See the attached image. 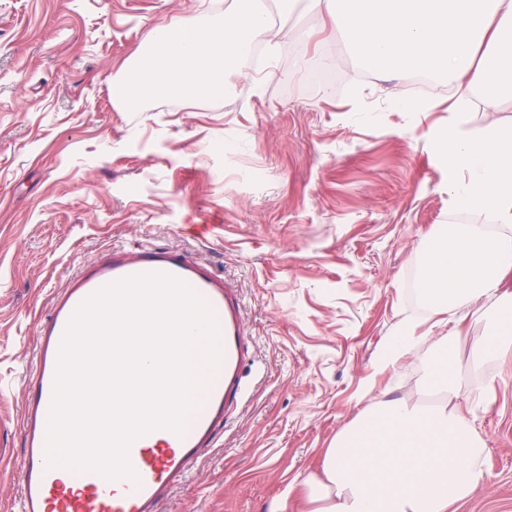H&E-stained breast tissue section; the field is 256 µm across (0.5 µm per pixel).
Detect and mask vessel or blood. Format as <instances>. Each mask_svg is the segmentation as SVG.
<instances>
[{
    "instance_id": "obj_1",
    "label": "vessel or blood",
    "mask_w": 512,
    "mask_h": 512,
    "mask_svg": "<svg viewBox=\"0 0 512 512\" xmlns=\"http://www.w3.org/2000/svg\"><path fill=\"white\" fill-rule=\"evenodd\" d=\"M161 273L186 284L215 317L220 357L205 395L186 421L184 434L157 428L134 439L128 449L130 477L97 470L49 465L46 456L50 411L60 349L78 307L102 288L134 276ZM245 313L236 289L207 264L174 248H112L83 267L58 294L41 323L20 422L23 454L19 512H159L164 495L181 484L223 428L228 404L240 399L242 368L249 356Z\"/></svg>"
}]
</instances>
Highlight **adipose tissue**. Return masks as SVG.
<instances>
[{
    "instance_id": "ef3b65f1",
    "label": "adipose tissue",
    "mask_w": 512,
    "mask_h": 512,
    "mask_svg": "<svg viewBox=\"0 0 512 512\" xmlns=\"http://www.w3.org/2000/svg\"><path fill=\"white\" fill-rule=\"evenodd\" d=\"M280 18L298 8L326 15L352 43L361 69L426 75V111L442 85L459 97L481 95L487 111L512 98V0H274ZM448 166V196L463 209L480 208L499 224L512 223V128L491 123L477 132L452 123L434 136ZM421 290L436 315L453 316L422 390L442 394L422 406L377 386L408 356L418 338L404 324L386 343L360 397L366 407L336 435L321 472L304 484L314 512H451L475 495L491 473L481 436L456 402L461 385L451 360L468 316L453 310L466 300L485 313L476 360L512 352V235L481 224H458L453 242L426 241Z\"/></svg>"
}]
</instances>
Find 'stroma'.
Wrapping results in <instances>:
<instances>
[{
    "label": "stroma",
    "mask_w": 512,
    "mask_h": 512,
    "mask_svg": "<svg viewBox=\"0 0 512 512\" xmlns=\"http://www.w3.org/2000/svg\"><path fill=\"white\" fill-rule=\"evenodd\" d=\"M232 0H0V512H16L20 420L35 336L82 264L122 246L179 248L239 289L252 355L246 400L160 512H310L304 477L362 411V381L402 322L421 341L380 376L420 396L447 323L416 283L420 245L456 213L433 135L447 98L414 112L401 74L366 82L341 33L300 13L262 84L221 107L166 99L129 112L112 74L156 25L223 17ZM337 82L311 87L309 63ZM455 368L493 479L456 512H512V354ZM496 399L484 400L487 385Z\"/></svg>",
    "instance_id": "35a3bbf8"
}]
</instances>
